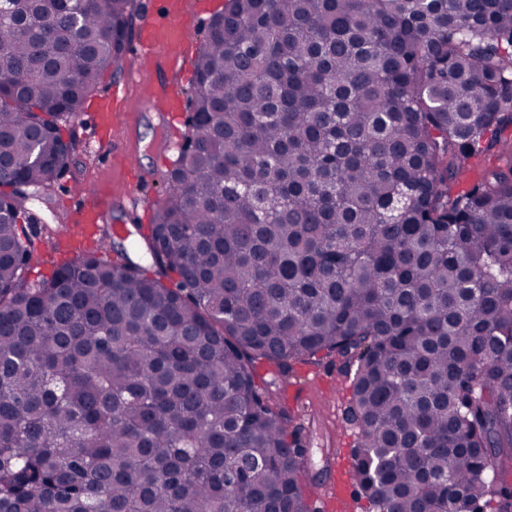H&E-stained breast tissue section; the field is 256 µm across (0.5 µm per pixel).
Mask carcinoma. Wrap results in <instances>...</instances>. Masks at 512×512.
<instances>
[{"mask_svg": "<svg viewBox=\"0 0 512 512\" xmlns=\"http://www.w3.org/2000/svg\"><path fill=\"white\" fill-rule=\"evenodd\" d=\"M133 6L0 0V512H315L254 370L321 355L376 512H512V0H225L154 272L114 244L31 284L27 203Z\"/></svg>", "mask_w": 512, "mask_h": 512, "instance_id": "obj_1", "label": "carcinoma"}]
</instances>
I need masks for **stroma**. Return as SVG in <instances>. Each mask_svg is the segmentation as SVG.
Masks as SVG:
<instances>
[{
    "mask_svg": "<svg viewBox=\"0 0 512 512\" xmlns=\"http://www.w3.org/2000/svg\"><path fill=\"white\" fill-rule=\"evenodd\" d=\"M224 3L225 0H191L187 43L175 67L157 72L145 68L139 57L128 53L119 67L102 75L94 98H103L118 85L129 86L125 114L111 131L98 133L94 112L88 106L75 122L63 126V138L75 139L77 149L68 169L30 210V227L34 231L30 282L50 275L63 262L47 243L42 229L48 225L58 230L68 225L76 200L72 188L76 185L92 192L113 184L138 199L139 209L135 212L124 203L112 204L108 223L122 226L120 242L131 258L150 266L139 231L151 224L156 205L166 194L162 175L172 164L171 158L159 154L157 146L186 131L179 122L167 127L154 123L151 91L160 85H171L181 99H188L205 29L212 17L223 11ZM116 143L123 146V156H112L111 147ZM256 382L286 399L296 423L303 426L301 435L309 455L308 481L319 486L327 484L334 477L329 468L332 452L338 448L352 451L359 441L358 425L349 411L350 377L342 362L333 357L296 361L285 373L268 369L262 362L256 366Z\"/></svg>",
    "mask_w": 512,
    "mask_h": 512,
    "instance_id": "obj_1",
    "label": "stroma"
}]
</instances>
